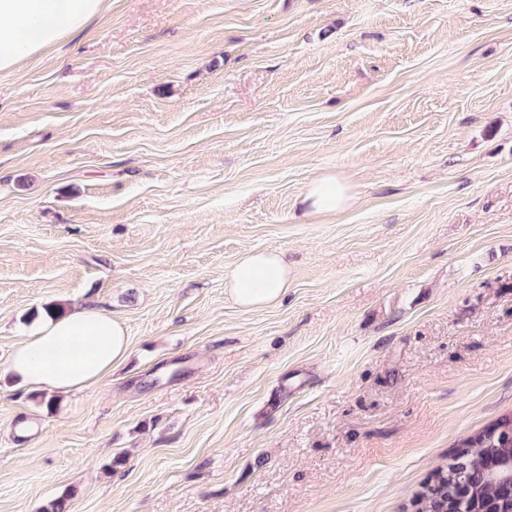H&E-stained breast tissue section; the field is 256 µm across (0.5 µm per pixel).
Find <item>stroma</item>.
Masks as SVG:
<instances>
[{
  "label": "stroma",
  "instance_id": "obj_1",
  "mask_svg": "<svg viewBox=\"0 0 512 512\" xmlns=\"http://www.w3.org/2000/svg\"><path fill=\"white\" fill-rule=\"evenodd\" d=\"M56 304L129 336L69 395L6 371ZM508 412L512 0H112L0 74V512H411ZM303 195L313 214H335L353 203L346 183L336 173L316 177L307 185ZM230 295L244 309L279 302L288 291V268L276 252H246L225 278Z\"/></svg>",
  "mask_w": 512,
  "mask_h": 512
}]
</instances>
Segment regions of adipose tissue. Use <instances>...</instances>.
<instances>
[{"label":"adipose tissue","mask_w":512,"mask_h":512,"mask_svg":"<svg viewBox=\"0 0 512 512\" xmlns=\"http://www.w3.org/2000/svg\"><path fill=\"white\" fill-rule=\"evenodd\" d=\"M107 0H0V73L15 71L81 30ZM311 213L333 214L352 198L333 173L313 179L304 191ZM241 307L279 302L288 291V268L275 252H247L225 278ZM129 342L123 324L102 309L86 306L55 313L29 325L8 362V373L21 384L68 394L88 389L111 375L125 358Z\"/></svg>","instance_id":"adipose-tissue-1"}]
</instances>
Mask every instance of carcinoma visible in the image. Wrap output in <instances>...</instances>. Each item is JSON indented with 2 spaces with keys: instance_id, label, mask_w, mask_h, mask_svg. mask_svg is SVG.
<instances>
[{
  "instance_id": "1",
  "label": "carcinoma",
  "mask_w": 512,
  "mask_h": 512,
  "mask_svg": "<svg viewBox=\"0 0 512 512\" xmlns=\"http://www.w3.org/2000/svg\"><path fill=\"white\" fill-rule=\"evenodd\" d=\"M512 456V413L470 436L463 449L446 465L436 468L422 483L412 500V512H458L451 498L454 478L466 476L471 487L470 509H481L498 501L501 512H512V502L504 499L487 477L504 456Z\"/></svg>"
}]
</instances>
